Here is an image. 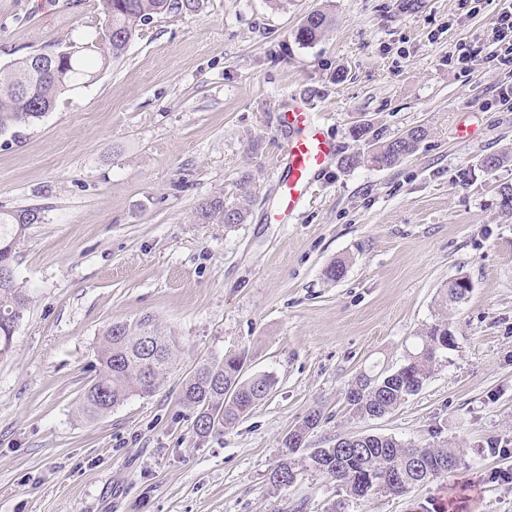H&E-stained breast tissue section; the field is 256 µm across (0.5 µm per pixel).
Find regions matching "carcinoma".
<instances>
[{
	"instance_id": "carcinoma-1",
	"label": "carcinoma",
	"mask_w": 512,
	"mask_h": 512,
	"mask_svg": "<svg viewBox=\"0 0 512 512\" xmlns=\"http://www.w3.org/2000/svg\"><path fill=\"white\" fill-rule=\"evenodd\" d=\"M106 17L105 41L99 51L101 66L122 58L137 36L138 27L153 16L176 11L192 14L200 0H100ZM332 19L318 10L310 13L295 33L298 43L318 40L331 26ZM88 45L72 44L51 53L52 71L32 77L34 58L29 55L6 68H0V132L27 126L42 118L58 98L93 82L96 74L84 64ZM354 137L365 142L366 150L341 160L345 169L372 164L390 168L413 155L428 131L419 125L385 142L369 135V127L353 128ZM250 196L245 194L228 204L215 197L198 204L194 219L198 224H242L248 216ZM44 221L37 208L0 212V263L14 261L15 242L30 224ZM470 287L460 279L448 282L441 295L434 322L417 336L404 362L394 371L355 375L344 391L351 413L359 417L386 415L417 394L442 363L448 361V304L466 298ZM30 295L16 280L0 284V359L12 347L14 332L24 318ZM178 341L150 318H143L132 329L124 323L112 325L97 351L99 374L80 398V411L94 421L112 411L132 395L148 397L155 393L176 362ZM244 351L230 352L222 359L201 363L182 383L179 401L192 420L196 435L205 438L233 429L277 386L275 373L264 371L245 376ZM322 414L310 410L302 422L281 440L279 461L269 473V483L286 489L297 472H314L343 490L352 499L371 494L402 495L409 489L444 478L466 464L462 448L448 443L416 445L385 435H360L356 441L337 439L330 448H310L307 435L321 423Z\"/></svg>"
}]
</instances>
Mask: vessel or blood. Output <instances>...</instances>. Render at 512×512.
Here are the masks:
<instances>
[{
  "mask_svg": "<svg viewBox=\"0 0 512 512\" xmlns=\"http://www.w3.org/2000/svg\"><path fill=\"white\" fill-rule=\"evenodd\" d=\"M279 124L287 131L285 163L279 175L276 219L293 215L306 201L318 175L336 153L313 112L301 105L288 107Z\"/></svg>",
  "mask_w": 512,
  "mask_h": 512,
  "instance_id": "obj_1",
  "label": "vessel or blood"
}]
</instances>
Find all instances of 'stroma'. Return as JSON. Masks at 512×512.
<instances>
[{
    "instance_id": "35a3bbf8",
    "label": "stroma",
    "mask_w": 512,
    "mask_h": 512,
    "mask_svg": "<svg viewBox=\"0 0 512 512\" xmlns=\"http://www.w3.org/2000/svg\"><path fill=\"white\" fill-rule=\"evenodd\" d=\"M326 37L298 44L312 11ZM497 0H202L192 15L141 25L124 58L62 95L29 126L0 133V211L42 208L16 245L30 307L0 359V512H512V483L486 441L512 439V214L499 206L512 159V70L485 60ZM100 0H0V67L101 42ZM468 48L467 63L457 61ZM312 107L336 157L309 201L270 222L284 153L278 115ZM386 141L428 136L394 167H341L363 151L354 126ZM473 130L455 135L458 124ZM245 223L199 224L196 205L235 202ZM348 259L344 277L324 268ZM455 347L422 390L380 418L353 417L344 388L394 370L434 320L441 289ZM150 317L179 342L148 397L97 421L78 410L115 323ZM248 349L274 393L232 430L202 438L179 405L203 360ZM325 415L313 448L391 435L468 448L466 464L402 496L354 500L306 471L276 491L268 474L305 413Z\"/></svg>"
}]
</instances>
